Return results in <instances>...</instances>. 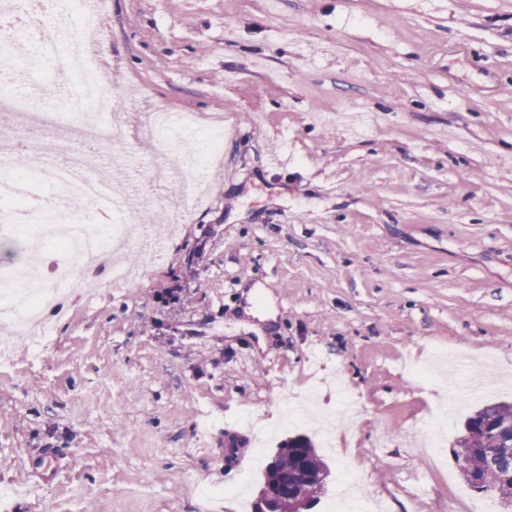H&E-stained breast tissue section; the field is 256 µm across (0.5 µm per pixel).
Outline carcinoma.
<instances>
[{
    "label": "carcinoma",
    "instance_id": "carcinoma-1",
    "mask_svg": "<svg viewBox=\"0 0 512 512\" xmlns=\"http://www.w3.org/2000/svg\"><path fill=\"white\" fill-rule=\"evenodd\" d=\"M453 455L467 483L479 494L498 498L512 510V403H487L469 415ZM274 470L263 478H285L308 503L317 505L324 488L327 465L309 437L297 435L279 445Z\"/></svg>",
    "mask_w": 512,
    "mask_h": 512
}]
</instances>
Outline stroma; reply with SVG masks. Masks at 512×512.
Masks as SVG:
<instances>
[{"instance_id": "obj_1", "label": "stroma", "mask_w": 512, "mask_h": 512, "mask_svg": "<svg viewBox=\"0 0 512 512\" xmlns=\"http://www.w3.org/2000/svg\"><path fill=\"white\" fill-rule=\"evenodd\" d=\"M95 42L126 90L105 165L154 179L157 110L178 157L222 113L224 162L128 198L155 226L184 216L137 287L70 296L42 348L14 336L0 512H200L251 456L225 465L198 436L248 410L276 425L273 457L292 390L329 468L314 512L343 491L383 512L484 503L451 449L512 402V0H104Z\"/></svg>"}]
</instances>
